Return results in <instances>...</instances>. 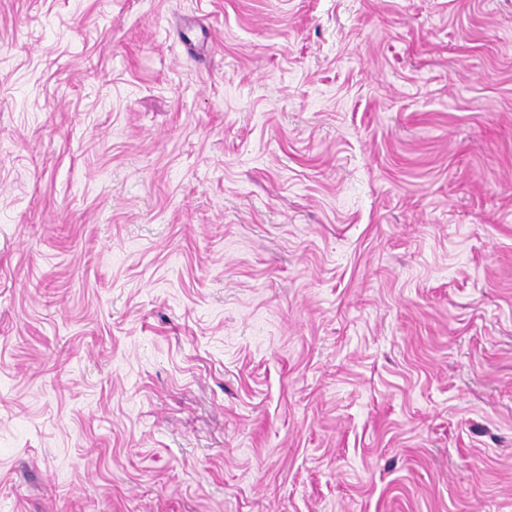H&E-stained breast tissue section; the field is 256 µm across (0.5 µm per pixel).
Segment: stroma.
<instances>
[{
	"label": "stroma",
	"mask_w": 512,
	"mask_h": 512,
	"mask_svg": "<svg viewBox=\"0 0 512 512\" xmlns=\"http://www.w3.org/2000/svg\"><path fill=\"white\" fill-rule=\"evenodd\" d=\"M0 512H512V0H0Z\"/></svg>",
	"instance_id": "obj_1"
}]
</instances>
